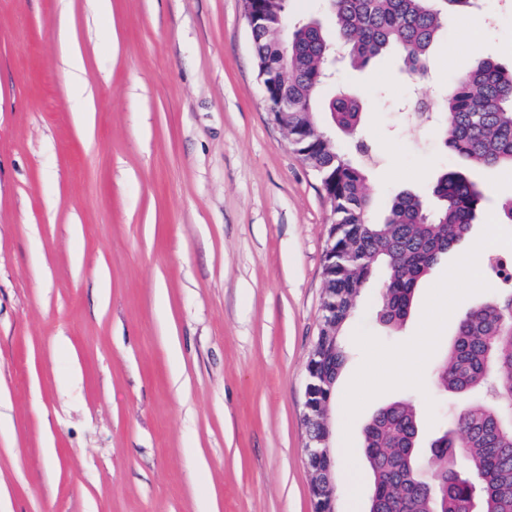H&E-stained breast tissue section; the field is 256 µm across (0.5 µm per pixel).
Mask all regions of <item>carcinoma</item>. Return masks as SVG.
<instances>
[{
    "label": "carcinoma",
    "mask_w": 512,
    "mask_h": 512,
    "mask_svg": "<svg viewBox=\"0 0 512 512\" xmlns=\"http://www.w3.org/2000/svg\"><path fill=\"white\" fill-rule=\"evenodd\" d=\"M435 2L330 0L353 66L365 67L381 53L395 50L411 78L425 72L444 24ZM261 8L268 26L254 43L257 69L288 57V136L336 201L334 223L344 225L336 233V261L325 262L327 278L336 288V337L323 346L327 382L322 395L330 400L347 357L344 326L356 312L366 283L383 274L378 317L391 327L402 325L421 281L486 209L488 198L472 171L512 167V67L482 59L432 101V109L448 111L442 144L459 164L437 179L434 204L401 193L377 221L371 217L365 167L323 134L316 120V93L341 44L308 23L294 25L284 40L287 4L263 0ZM328 111L332 128L365 153L358 138V102L340 96L329 102ZM435 382L461 397L477 391L482 401L458 407L453 427L432 441L426 479L419 475V419L413 404L397 400L380 408L362 432L361 447L373 481L369 512H512V287L460 319Z\"/></svg>",
    "instance_id": "carcinoma-1"
}]
</instances>
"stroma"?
<instances>
[{
	"label": "stroma",
	"instance_id": "stroma-1",
	"mask_svg": "<svg viewBox=\"0 0 512 512\" xmlns=\"http://www.w3.org/2000/svg\"><path fill=\"white\" fill-rule=\"evenodd\" d=\"M472 15L446 17L423 75L391 53L321 92L361 105L375 216L455 163L409 101L477 59L512 64V0H481V31ZM473 177L492 206L406 322L377 319L375 279L345 328L338 512H369L376 411L411 400L427 445L480 400L435 385L463 314L498 291L463 259L485 237L512 253L494 208L512 169ZM331 222L264 105L242 0H110L104 15L96 0H0V512H312L303 413ZM397 369L408 379L386 383Z\"/></svg>",
	"mask_w": 512,
	"mask_h": 512
}]
</instances>
